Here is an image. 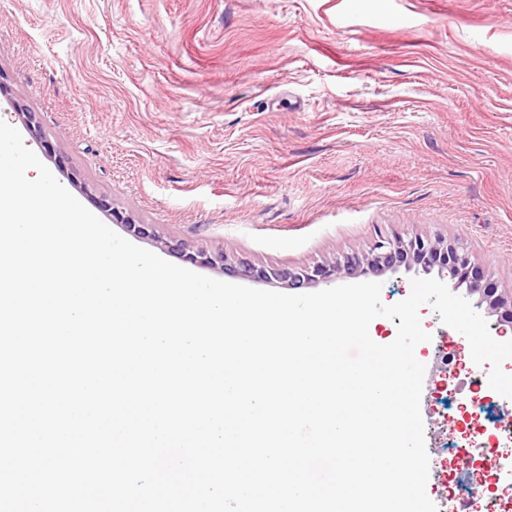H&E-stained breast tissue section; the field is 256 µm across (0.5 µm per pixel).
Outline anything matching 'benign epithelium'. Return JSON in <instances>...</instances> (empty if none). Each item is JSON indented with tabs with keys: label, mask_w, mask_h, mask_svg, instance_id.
<instances>
[{
	"label": "benign epithelium",
	"mask_w": 512,
	"mask_h": 512,
	"mask_svg": "<svg viewBox=\"0 0 512 512\" xmlns=\"http://www.w3.org/2000/svg\"><path fill=\"white\" fill-rule=\"evenodd\" d=\"M113 221L124 224L134 235L148 238L154 236L151 224H138L130 216L118 210H112ZM187 259L204 266L221 264L223 269H230L258 281L275 280L290 288L328 281L338 275L354 276L358 273L381 275L395 271L403 266L407 269L420 264L426 270L437 269L438 275H445L457 280V284L468 283V291L478 295L476 307L485 308L489 314H497L500 322L512 328V293L499 294L497 289L484 280L483 270L471 261L469 254L458 244L449 243L442 238L415 237L405 240L399 236L379 235L373 240L370 252L363 257L346 256L331 265L317 264L313 267H255L241 261L236 266L227 263V256L219 253L212 257L203 252L187 255Z\"/></svg>",
	"instance_id": "7a95c632"
}]
</instances>
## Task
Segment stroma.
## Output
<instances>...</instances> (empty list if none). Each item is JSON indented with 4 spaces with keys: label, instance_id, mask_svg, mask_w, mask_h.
I'll return each mask as SVG.
<instances>
[{
    "label": "stroma",
    "instance_id": "obj_1",
    "mask_svg": "<svg viewBox=\"0 0 512 512\" xmlns=\"http://www.w3.org/2000/svg\"><path fill=\"white\" fill-rule=\"evenodd\" d=\"M0 120L115 233L258 267L330 264L375 232L467 247L512 290V0H0ZM34 112L41 137L24 122ZM112 208L153 225L141 239ZM422 419L439 512L458 448L512 399L440 394L463 336L431 307ZM486 435L462 434L463 412Z\"/></svg>",
    "mask_w": 512,
    "mask_h": 512
}]
</instances>
